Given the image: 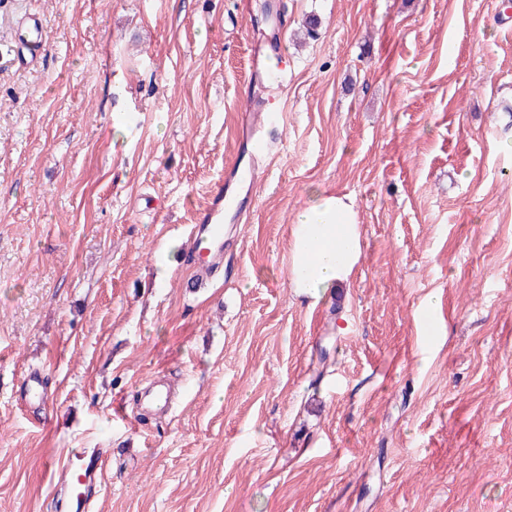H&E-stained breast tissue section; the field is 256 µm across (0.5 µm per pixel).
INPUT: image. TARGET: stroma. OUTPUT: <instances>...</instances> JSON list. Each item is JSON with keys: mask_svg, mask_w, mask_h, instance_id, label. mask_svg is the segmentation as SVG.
<instances>
[{"mask_svg": "<svg viewBox=\"0 0 512 512\" xmlns=\"http://www.w3.org/2000/svg\"><path fill=\"white\" fill-rule=\"evenodd\" d=\"M259 3L0 0V512H73V448L107 463L89 512H512L504 0ZM252 93L280 148L200 288L194 213ZM316 190L351 196L363 259L313 308L287 250ZM158 379L170 409H139ZM21 44L25 51L35 58L43 49L45 43V28L42 18L30 16L21 25Z\"/></svg>", "mask_w": 512, "mask_h": 512, "instance_id": "stroma-1", "label": "stroma"}]
</instances>
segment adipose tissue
Segmentation results:
<instances>
[{
  "label": "adipose tissue",
  "mask_w": 512,
  "mask_h": 512,
  "mask_svg": "<svg viewBox=\"0 0 512 512\" xmlns=\"http://www.w3.org/2000/svg\"><path fill=\"white\" fill-rule=\"evenodd\" d=\"M362 256L361 226L350 197H318L291 226L289 284L297 296L319 304L349 284Z\"/></svg>",
  "instance_id": "adipose-tissue-1"
}]
</instances>
